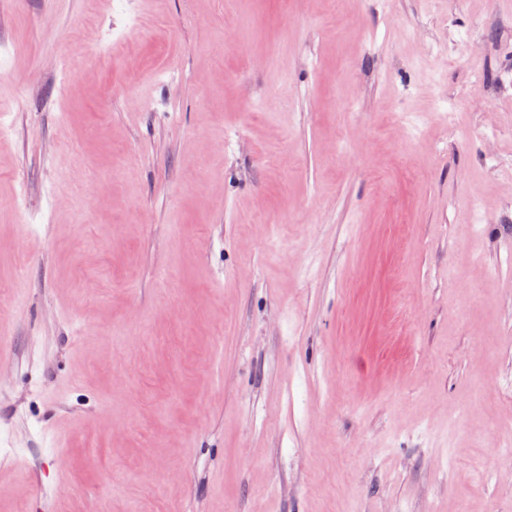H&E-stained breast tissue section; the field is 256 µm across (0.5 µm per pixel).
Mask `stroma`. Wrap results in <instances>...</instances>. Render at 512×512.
I'll list each match as a JSON object with an SVG mask.
<instances>
[{
    "label": "stroma",
    "instance_id": "35a3bbf8",
    "mask_svg": "<svg viewBox=\"0 0 512 512\" xmlns=\"http://www.w3.org/2000/svg\"><path fill=\"white\" fill-rule=\"evenodd\" d=\"M0 19V512H512V0Z\"/></svg>",
    "mask_w": 512,
    "mask_h": 512
}]
</instances>
